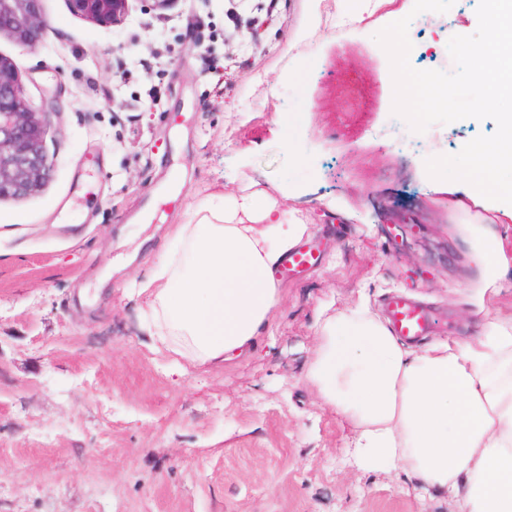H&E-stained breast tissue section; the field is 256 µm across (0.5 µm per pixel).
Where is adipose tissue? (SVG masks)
<instances>
[{
  "mask_svg": "<svg viewBox=\"0 0 512 512\" xmlns=\"http://www.w3.org/2000/svg\"><path fill=\"white\" fill-rule=\"evenodd\" d=\"M463 151L470 164L448 191L479 208L462 218L479 300L512 276L503 237L483 229L487 213L512 219V183L499 178L512 172V113L496 142ZM306 230L260 189L179 225L137 285L150 351L179 372L256 352L278 300L274 271ZM316 334L306 379L352 425L358 468L403 471L455 498L459 512H512V325L489 320L475 341L414 351L363 299L318 317Z\"/></svg>",
  "mask_w": 512,
  "mask_h": 512,
  "instance_id": "1",
  "label": "adipose tissue"
}]
</instances>
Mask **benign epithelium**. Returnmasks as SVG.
<instances>
[{
    "instance_id": "7a95c632",
    "label": "benign epithelium",
    "mask_w": 512,
    "mask_h": 512,
    "mask_svg": "<svg viewBox=\"0 0 512 512\" xmlns=\"http://www.w3.org/2000/svg\"><path fill=\"white\" fill-rule=\"evenodd\" d=\"M41 0H0V33H11L26 47L40 43L47 26ZM130 0H67L72 14L99 26L122 25L130 17ZM32 111L13 64L0 56V200L31 195L49 180L54 157L46 146V115Z\"/></svg>"
}]
</instances>
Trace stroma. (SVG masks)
I'll use <instances>...</instances> for the list:
<instances>
[{
	"mask_svg": "<svg viewBox=\"0 0 512 512\" xmlns=\"http://www.w3.org/2000/svg\"><path fill=\"white\" fill-rule=\"evenodd\" d=\"M146 0L102 27L42 0L43 42L0 34L34 109L48 98L55 159L36 193L0 201V512H457L393 473L348 465L349 422L305 379L316 317L391 293L428 304L432 339L512 323V278L470 303L458 197L429 170L493 119L443 125L440 147L382 137L390 61L356 30L311 19L308 0ZM409 64L434 69L440 31L408 27ZM306 221L317 267L279 282L260 351L172 373L131 295L176 225L248 185Z\"/></svg>",
	"mask_w": 512,
	"mask_h": 512,
	"instance_id": "35a3bbf8",
	"label": "stroma"
}]
</instances>
